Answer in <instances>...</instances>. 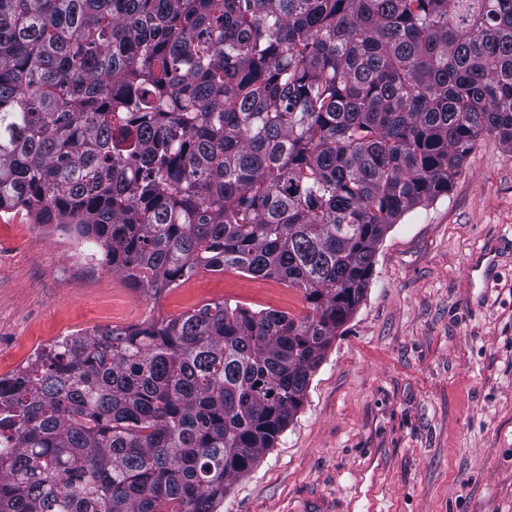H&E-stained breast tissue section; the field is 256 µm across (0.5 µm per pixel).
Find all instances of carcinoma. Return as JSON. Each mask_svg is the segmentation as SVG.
I'll return each mask as SVG.
<instances>
[{"mask_svg":"<svg viewBox=\"0 0 512 512\" xmlns=\"http://www.w3.org/2000/svg\"><path fill=\"white\" fill-rule=\"evenodd\" d=\"M484 133L512 150V0H0V212L153 297L233 270L308 304L36 349L0 377V512H214Z\"/></svg>","mask_w":512,"mask_h":512,"instance_id":"1","label":"carcinoma"}]
</instances>
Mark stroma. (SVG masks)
Instances as JSON below:
<instances>
[{
  "label": "stroma",
  "mask_w": 512,
  "mask_h": 512,
  "mask_svg": "<svg viewBox=\"0 0 512 512\" xmlns=\"http://www.w3.org/2000/svg\"><path fill=\"white\" fill-rule=\"evenodd\" d=\"M75 232L0 213V374L59 336L227 300L301 316L302 292L199 271L160 297ZM215 512H512V152L478 138L448 194L379 243L365 296L274 448Z\"/></svg>",
  "instance_id": "35a3bbf8"
}]
</instances>
